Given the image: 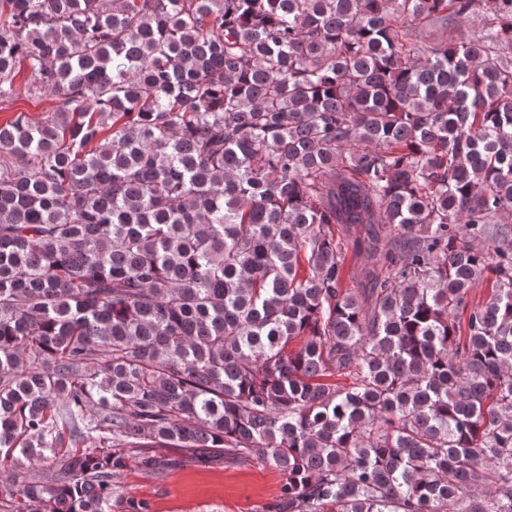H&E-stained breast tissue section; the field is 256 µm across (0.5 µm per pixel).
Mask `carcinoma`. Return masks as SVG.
<instances>
[{
	"mask_svg": "<svg viewBox=\"0 0 512 512\" xmlns=\"http://www.w3.org/2000/svg\"><path fill=\"white\" fill-rule=\"evenodd\" d=\"M23 65L0 512H151L161 448L264 512H512V0H0V104ZM32 82L31 72L24 68L15 79L16 93L10 102L0 104V123L12 119L16 112H27L31 118L38 120L53 108L54 97L43 95L40 98L31 96L28 86ZM159 452L179 465L144 471L130 463L122 478L125 496L149 502L151 512H263L285 482L282 473L265 466L225 462L202 467L184 448Z\"/></svg>",
	"mask_w": 512,
	"mask_h": 512,
	"instance_id": "obj_1",
	"label": "carcinoma"
}]
</instances>
